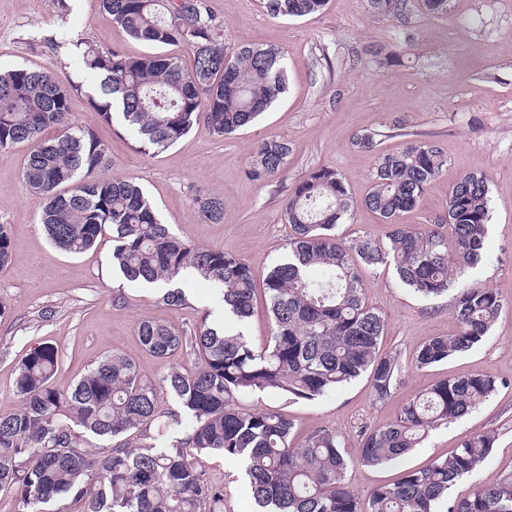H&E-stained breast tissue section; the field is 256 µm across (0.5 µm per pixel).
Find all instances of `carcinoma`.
<instances>
[{
    "instance_id": "obj_1",
    "label": "carcinoma",
    "mask_w": 512,
    "mask_h": 512,
    "mask_svg": "<svg viewBox=\"0 0 512 512\" xmlns=\"http://www.w3.org/2000/svg\"><path fill=\"white\" fill-rule=\"evenodd\" d=\"M112 22L129 36L159 46H181L176 56L126 57L73 43L98 81L89 95L106 122L119 117L142 146L168 147L204 121L219 137L254 123L288 88V67L277 47L224 43L223 21L210 0H101ZM407 0H368L372 13L400 16ZM272 18L323 12L327 0H262ZM83 85L60 86L50 73L18 68L0 72V151L33 144L25 155L26 187L45 199L41 224L50 241L81 254L112 235V262L130 282L169 286L160 301L187 304L172 288L186 274L209 282L231 321L216 327L202 317L190 336L161 318L142 319L137 335L159 358L190 348L191 372L173 370L155 383L127 356L102 358L73 385L52 378L59 350L41 344L21 361L15 380L19 407L0 414V492L17 512H66L79 500L85 512H224V489L199 465L217 454L244 464L259 512H512V469L467 498L448 501L455 482L490 456L494 437L465 439L446 458L408 469L361 500L345 482L348 466L336 432L318 429L291 442L292 423L273 409L238 406V397L271 393L290 399L328 396L368 374L373 396H391L400 372L395 355L379 354L382 316L364 301L366 268L393 266L398 280L426 298L453 292L456 322L450 336H428L416 347L423 369L477 346L503 304L488 286L470 279L483 261L489 222V175L463 174L448 206L432 224H399L448 166L435 143L410 141L379 155L365 205L393 226L387 240L336 235L348 212V190L331 166L309 172L292 187L284 207L290 224L286 257L263 281L271 332L257 348L245 334L256 283L251 269L217 247H200L170 232L136 182L102 174L107 148L69 118L68 99ZM51 127L54 139H42ZM288 142L268 135L247 175L264 182L284 168ZM219 221L224 201L196 199ZM9 225L0 224V268L12 260ZM485 374L453 376L404 403L397 417L364 434L359 458L367 466L399 463L431 432L469 414L495 390ZM171 396L176 407L162 406ZM113 441L98 450L91 439Z\"/></svg>"
}]
</instances>
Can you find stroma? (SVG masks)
<instances>
[{"mask_svg":"<svg viewBox=\"0 0 512 512\" xmlns=\"http://www.w3.org/2000/svg\"><path fill=\"white\" fill-rule=\"evenodd\" d=\"M232 45L281 49L288 63V90L253 125L217 137L200 123L168 148L140 150L120 121L105 122L92 107L93 86L71 51L74 41L115 49L127 56L155 47L113 25L99 0H70L60 15L55 0H0V70L27 67L52 73L61 83L79 82L69 101L71 121L94 132L108 148V175L135 178L169 230L202 247L224 249L253 271L256 281L286 254L290 226L284 203L294 183L310 171L335 167L350 196L347 218L336 228L353 239L368 233L383 239L390 225L364 204L377 154L412 140L436 142L448 156L446 171L420 204L403 213V224H430L444 213L448 189L467 172L490 177V220L485 260L470 273L494 288L504 303L490 335L447 362L419 369L413 357L428 336H447L455 321L449 297L425 299L402 286L393 267L365 274L364 300L384 318L381 354L397 355L400 373L387 401L374 400L367 377L314 400L267 393L240 398L246 409L276 408L291 420L294 440L319 428L345 443V479L360 497L404 470L448 457L475 434L494 439L490 457L459 479L448 497L458 500L480 484L512 469V0H449L448 12L412 8L402 18L374 15L367 0H328L325 10L302 18H270L261 0H210ZM397 53L398 66L379 68L374 48ZM374 134L377 148L360 149L358 136ZM276 135L290 154L278 176L251 180L247 167L259 140ZM27 145L0 152V224L10 227L13 259L0 269V414L15 410V370L31 349L58 348L53 377L65 388L103 357H130L153 381L173 370L195 368L192 351L158 358L139 342L140 319H165L190 334L203 313L220 316L223 304L207 282L182 281L188 305L164 306L159 285L130 282L112 264V238L80 255L48 240L40 216L44 199L22 179ZM223 199L221 221L209 220L196 197ZM486 374L497 382L490 397L464 418L437 430L396 466L362 464L357 448L366 430L396 418L401 406L451 376ZM209 478L224 487V512H256L241 464L219 455L202 457Z\"/></svg>","mask_w":512,"mask_h":512,"instance_id":"35a3bbf8","label":"stroma"}]
</instances>
